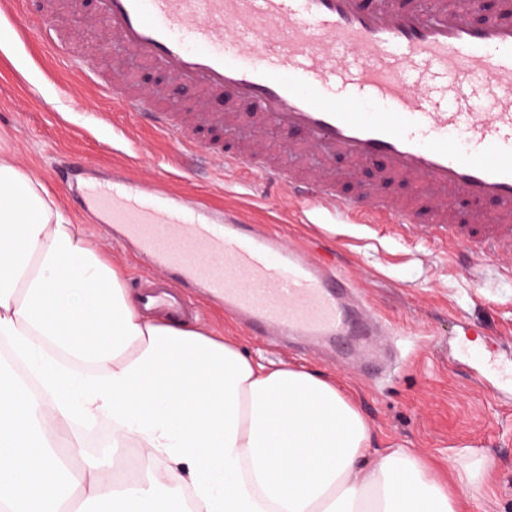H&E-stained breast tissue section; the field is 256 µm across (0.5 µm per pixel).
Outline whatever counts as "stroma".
<instances>
[{"label":"stroma","mask_w":512,"mask_h":512,"mask_svg":"<svg viewBox=\"0 0 512 512\" xmlns=\"http://www.w3.org/2000/svg\"><path fill=\"white\" fill-rule=\"evenodd\" d=\"M13 0H0V138L15 163L37 177L74 223L86 225L102 252L120 266L133 287L147 264L133 249L117 245L103 225L79 211V196L54 185L51 168L67 151L106 167L132 159V174L146 185L238 209L260 229L308 251L328 252L359 288L388 328L383 342L392 376L378 380L357 359L329 341L300 336H254L240 328L221 304L202 300L200 328L236 341L268 364L286 363L337 380L369 425V455L410 448L436 474L458 484L468 467L486 471L482 490L462 496L463 512H512V279L492 262L458 246L446 253L422 232L397 236L359 224H295L287 200L267 196L262 185L243 187L237 175L179 156L168 139L128 117L38 40L41 19L16 15ZM50 23L72 50L100 69L130 72L148 85L161 106L196 111L199 92L177 86L162 71L117 56L111 34L98 22L96 0H54ZM129 125L132 142L112 139V128Z\"/></svg>","instance_id":"stroma-1"}]
</instances>
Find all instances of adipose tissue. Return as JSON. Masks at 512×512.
I'll list each match as a JSON object with an SVG mask.
<instances>
[{"mask_svg":"<svg viewBox=\"0 0 512 512\" xmlns=\"http://www.w3.org/2000/svg\"><path fill=\"white\" fill-rule=\"evenodd\" d=\"M0 336L42 395L0 375V512H461L408 448L368 458L335 382L150 316L46 187L0 154ZM107 419L142 452L119 485L73 423Z\"/></svg>","mask_w":512,"mask_h":512,"instance_id":"1","label":"adipose tissue"}]
</instances>
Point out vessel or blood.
I'll list each match as a JSON object with an SVG mask.
<instances>
[{"instance_id": "vessel-or-blood-1", "label": "vessel or blood", "mask_w": 512, "mask_h": 512, "mask_svg": "<svg viewBox=\"0 0 512 512\" xmlns=\"http://www.w3.org/2000/svg\"><path fill=\"white\" fill-rule=\"evenodd\" d=\"M97 2L115 49L299 136L281 162L219 135L220 114L159 107L130 92L129 75L72 60L80 79L181 154L257 179L295 203L298 223L327 213L339 224L417 225L512 277V0L480 26L452 0L430 12L398 0ZM367 100L382 111L362 112ZM316 156L376 163L378 179L343 191L335 171L311 167ZM389 180L411 185L420 203L390 195ZM82 204L138 243L155 272L145 307L191 315L178 286L192 283L257 333L337 342L374 333L340 270L249 231L238 215L216 224L204 201L149 193L126 176L86 182Z\"/></svg>"}]
</instances>
